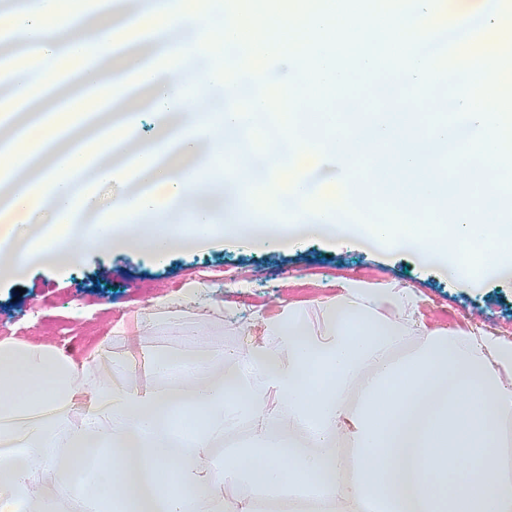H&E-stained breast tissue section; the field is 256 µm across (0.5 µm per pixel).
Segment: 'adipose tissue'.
Wrapping results in <instances>:
<instances>
[{
	"label": "adipose tissue",
	"mask_w": 512,
	"mask_h": 512,
	"mask_svg": "<svg viewBox=\"0 0 512 512\" xmlns=\"http://www.w3.org/2000/svg\"><path fill=\"white\" fill-rule=\"evenodd\" d=\"M178 0H118L141 49L108 50L86 66L71 50L110 36L85 0H0L11 43L80 69L85 94L52 112L11 96L32 77L15 72L0 108V278L46 262L73 266L98 248L161 257L215 238L287 247L303 236L408 253L465 288L512 279V193L484 186L506 176L491 139L467 154L470 132L433 124L323 122L293 110L297 133L324 145L328 179L304 178L277 205L297 219L241 205L239 185L271 182L274 165L308 169L258 101L208 121L200 107L211 71L195 75L182 20L156 29L149 14ZM182 63L158 79L156 62ZM152 102L156 141L139 135L137 100L112 109L117 85ZM263 130L268 156L248 151ZM171 145L160 158L158 142ZM230 169L213 172L218 154ZM453 155L454 167L442 166ZM138 185H125L128 164ZM119 181L111 220L77 221L101 202L85 178ZM492 208L475 218L477 193ZM392 199L389 220L359 223L371 195ZM192 223H185V216ZM333 296L288 303L263 317L248 350L204 356L143 353L145 376L94 357L102 376L78 384L73 359L43 345L0 341V501L26 512H512V341L471 330L427 329L408 291L336 281ZM419 337L409 346L410 337ZM247 424L248 447L225 445ZM65 469H58L59 458ZM56 473L53 487L45 478Z\"/></svg>",
	"instance_id": "1"
}]
</instances>
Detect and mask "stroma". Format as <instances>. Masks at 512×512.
<instances>
[{
  "label": "stroma",
  "mask_w": 512,
  "mask_h": 512,
  "mask_svg": "<svg viewBox=\"0 0 512 512\" xmlns=\"http://www.w3.org/2000/svg\"><path fill=\"white\" fill-rule=\"evenodd\" d=\"M340 276L407 288L428 328L471 327L512 340V282L465 289L410 256L312 238L290 249L222 243L156 258L116 248L88 251L68 269L37 264L23 283L0 282V340L51 345L80 365L101 346L118 362L134 343L178 347L187 328L241 350L261 340L263 317L332 295ZM190 282L198 289L186 300Z\"/></svg>",
  "instance_id": "1"
}]
</instances>
